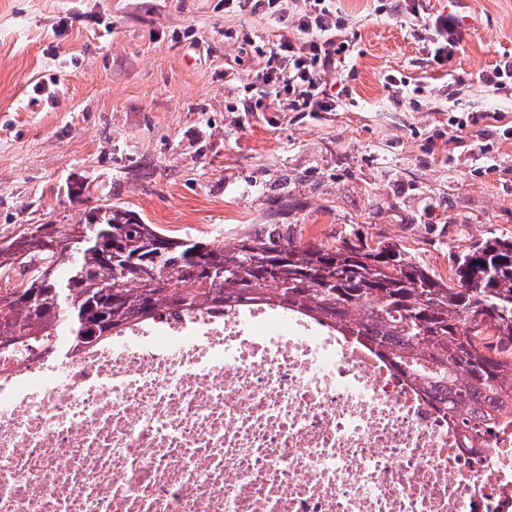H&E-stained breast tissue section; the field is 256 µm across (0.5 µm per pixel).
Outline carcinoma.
Masks as SVG:
<instances>
[{
    "mask_svg": "<svg viewBox=\"0 0 512 512\" xmlns=\"http://www.w3.org/2000/svg\"><path fill=\"white\" fill-rule=\"evenodd\" d=\"M112 240L86 241L89 225ZM0 358L93 344L169 308L266 302L369 345L429 394L471 437L483 403L512 405V241L488 238L455 259L445 281L396 246L304 243L289 232L209 244L172 238L132 211L93 207L77 224H38L0 243ZM224 270L217 283L208 270Z\"/></svg>",
    "mask_w": 512,
    "mask_h": 512,
    "instance_id": "1",
    "label": "carcinoma"
}]
</instances>
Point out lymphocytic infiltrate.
Segmentation results:
<instances>
[{
  "label": "lymphocytic infiltrate",
  "mask_w": 512,
  "mask_h": 512,
  "mask_svg": "<svg viewBox=\"0 0 512 512\" xmlns=\"http://www.w3.org/2000/svg\"><path fill=\"white\" fill-rule=\"evenodd\" d=\"M224 10L244 18L268 16L281 30L255 74L259 97L289 111L333 112L342 107L346 86L335 88L325 80L349 65V43L341 38L349 22L337 0H303L288 7L283 0H224ZM389 10L422 22L432 61L438 65L452 58L468 34L454 14L430 12L425 0H390Z\"/></svg>",
  "instance_id": "f902f5d3"
}]
</instances>
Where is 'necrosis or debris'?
<instances>
[{"instance_id": "1", "label": "necrosis or debris", "mask_w": 512, "mask_h": 512, "mask_svg": "<svg viewBox=\"0 0 512 512\" xmlns=\"http://www.w3.org/2000/svg\"><path fill=\"white\" fill-rule=\"evenodd\" d=\"M437 406L311 317L165 311L0 372V512H512V409Z\"/></svg>"}]
</instances>
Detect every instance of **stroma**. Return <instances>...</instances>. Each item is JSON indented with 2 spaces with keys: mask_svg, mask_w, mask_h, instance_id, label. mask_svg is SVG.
I'll list each match as a JSON object with an SVG mask.
<instances>
[{
  "mask_svg": "<svg viewBox=\"0 0 512 512\" xmlns=\"http://www.w3.org/2000/svg\"><path fill=\"white\" fill-rule=\"evenodd\" d=\"M382 2H339L343 109L247 112L269 18L224 0H0V243L112 203L178 238L394 244L445 279L470 243L512 239V96L479 82L512 53V0H471L442 68ZM390 73L411 84L396 100Z\"/></svg>",
  "mask_w": 512,
  "mask_h": 512,
  "instance_id": "obj_1",
  "label": "stroma"
}]
</instances>
